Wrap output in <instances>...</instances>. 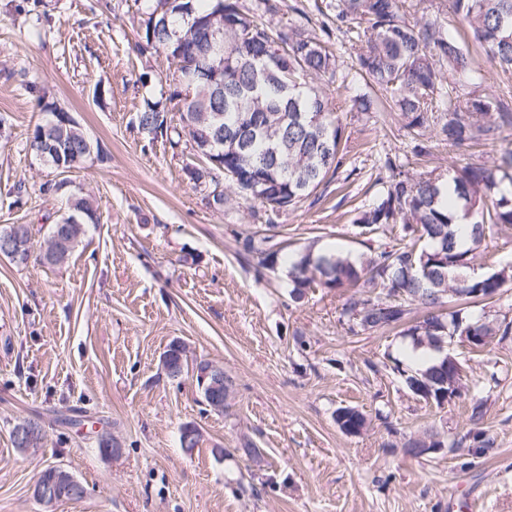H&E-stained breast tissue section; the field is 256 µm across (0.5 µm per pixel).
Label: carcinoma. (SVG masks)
Here are the masks:
<instances>
[{"mask_svg": "<svg viewBox=\"0 0 512 512\" xmlns=\"http://www.w3.org/2000/svg\"><path fill=\"white\" fill-rule=\"evenodd\" d=\"M197 2L146 0L137 51H163L176 73L222 67L218 80L224 82V97L201 80L197 100L179 109L181 122H205L218 130L208 152L224 158V169L208 161L199 166L196 181L216 188L224 178L226 204L241 198L271 210H288L335 176L343 162L344 130L333 101L319 86L336 77V55L326 41L309 32L307 15L304 25L278 29L262 15L244 11L239 0H207L206 7ZM404 5L405 0H336L320 11V28L327 35L334 26L361 44L356 73L366 87L385 91L389 110L398 113L414 143V156L431 155L435 141L458 152L452 173L454 192L469 218L466 237L460 238L448 205L439 202L442 176L388 157L383 194L356 219L360 235L367 237V251L322 252L311 245L292 260L289 277L298 302L311 288L354 289L342 316L350 322L358 318L369 329L399 326L419 310L422 317L403 335L415 349L441 352L445 337L459 336L471 326L484 336L512 335V318L506 314L464 316L459 309L443 314L454 300L497 298L508 278L504 269L479 274L474 264L486 254L488 240L512 229V191L503 190L504 183L512 185V150L491 165L472 161L466 151L492 145L503 129L512 128V102L475 92L463 100L443 101L447 76L471 70L469 50L436 19L410 21ZM451 6L455 20L471 31L486 57L502 70H512V0H451ZM221 26L223 51L216 56L206 53L209 28ZM29 89L46 115L29 137L32 153L42 154L61 174L83 165L91 156L87 137L64 125V110L47 102L36 84ZM163 95V103H146L138 126L149 135L161 129L166 140L177 145L187 136L186 127L173 126L168 118L177 84L170 83ZM236 138L243 147L232 151L229 140ZM274 141L286 142L287 149L273 157L268 151ZM96 223L90 199L71 193L48 235L63 232L72 252L86 226ZM391 225L399 227L397 242L374 244ZM6 238L23 245L12 261L27 263L33 248L31 225L0 227V241ZM246 248L262 266L277 262L280 253L267 237L249 239ZM458 288L465 292H456ZM450 376L445 355L428 366L408 368L405 383L411 390L420 378L439 391ZM483 416V403H475L467 436L479 447L490 448L492 442L478 428ZM335 419L350 435L367 428L365 415L354 407L338 408ZM433 435L425 430L409 437L404 453L418 457V449Z\"/></svg>", "mask_w": 512, "mask_h": 512, "instance_id": "obj_1", "label": "carcinoma"}]
</instances>
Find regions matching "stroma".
<instances>
[{
  "instance_id": "stroma-1",
  "label": "stroma",
  "mask_w": 512,
  "mask_h": 512,
  "mask_svg": "<svg viewBox=\"0 0 512 512\" xmlns=\"http://www.w3.org/2000/svg\"><path fill=\"white\" fill-rule=\"evenodd\" d=\"M100 2L0 0V227L30 224L43 241L65 202L39 192L62 175L27 146L44 118L33 81L95 146L62 177L93 197L99 216L64 264L0 257V512H448L452 499L471 512H512V338L483 349L452 342L463 388L436 406L394 371L407 343L398 330H354L342 317L350 289L313 288L294 301L284 263L259 267L244 248L266 236L286 255L313 243L364 252L356 220L381 192L379 160L410 161L413 143L396 113L352 111L364 91L351 74L356 47L331 31L342 77L327 90L346 140L336 176L291 210L244 200L218 210L185 172L190 144L138 127L173 72L165 54L134 49L142 0H111L108 12ZM433 4L472 56L475 76L452 79L456 94L512 90V71L457 27L449 0ZM175 340L186 347L176 381L161 365ZM203 360L229 380L224 412L197 388ZM479 401L492 448L405 455L403 442L425 430L464 437ZM345 406L366 416L361 435L338 427ZM38 416L43 444L14 448L13 426ZM186 424L200 434L190 453L180 444ZM105 431L119 454L100 450ZM247 440L261 459L242 454ZM50 467L75 476L84 497L37 501L33 485Z\"/></svg>"
}]
</instances>
